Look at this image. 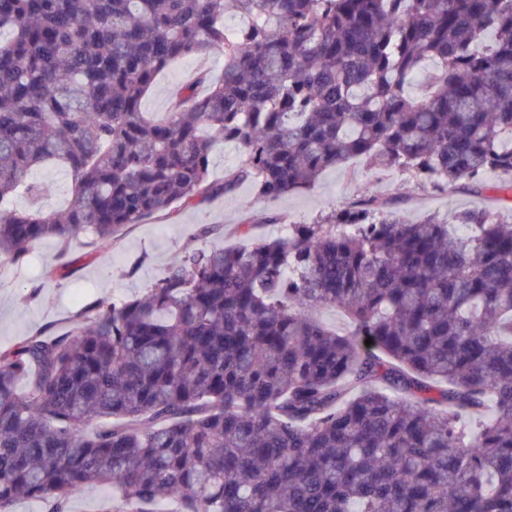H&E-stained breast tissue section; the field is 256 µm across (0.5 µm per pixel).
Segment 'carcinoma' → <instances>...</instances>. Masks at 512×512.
I'll list each match as a JSON object with an SVG mask.
<instances>
[{
  "instance_id": "1",
  "label": "carcinoma",
  "mask_w": 512,
  "mask_h": 512,
  "mask_svg": "<svg viewBox=\"0 0 512 512\" xmlns=\"http://www.w3.org/2000/svg\"><path fill=\"white\" fill-rule=\"evenodd\" d=\"M213 55L220 80L141 110L168 62ZM218 141L239 151L220 181ZM352 159L477 193L512 173V0H0L5 264ZM383 207L276 238L246 210L249 246L191 240L144 295L1 350L0 512H71L89 484L117 491L96 512H512V220ZM36 178L49 188L42 200L43 207L49 210L62 209L71 188V178L68 171L55 165L37 171Z\"/></svg>"
}]
</instances>
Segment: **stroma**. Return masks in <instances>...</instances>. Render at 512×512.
<instances>
[{"label": "stroma", "mask_w": 512, "mask_h": 512, "mask_svg": "<svg viewBox=\"0 0 512 512\" xmlns=\"http://www.w3.org/2000/svg\"><path fill=\"white\" fill-rule=\"evenodd\" d=\"M206 67L220 77L224 59L209 58L199 64L193 57L173 61L158 76L141 101L145 112L168 111L172 93ZM512 180L500 171L487 176L488 190L474 194L464 190L443 191L423 186L410 173L378 169L361 161L331 168L309 189L293 192L270 203L258 196L251 183L234 193L197 206L175 204L167 218H151L122 231L106 254L75 243L69 249L70 265L59 266V246L46 239L32 247L27 264L0 266V347L14 346L36 332L61 334L70 327L76 311L97 299H121L142 294L182 252L190 238L212 248L240 243L233 227L244 211L258 223L255 235L274 238L291 224L310 223L321 214L340 209L371 190L400 217L419 222L431 214L480 209L504 219L512 213L493 185Z\"/></svg>", "instance_id": "1"}]
</instances>
